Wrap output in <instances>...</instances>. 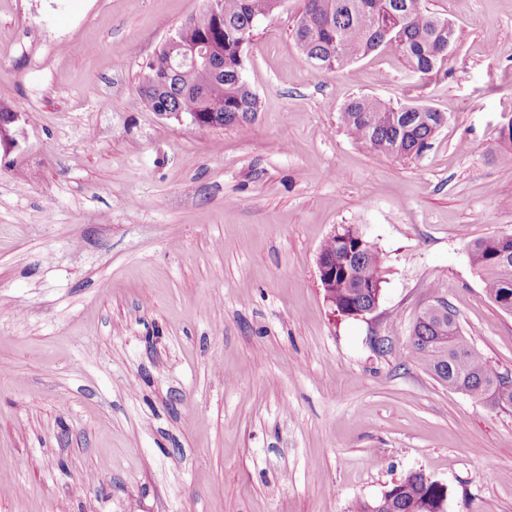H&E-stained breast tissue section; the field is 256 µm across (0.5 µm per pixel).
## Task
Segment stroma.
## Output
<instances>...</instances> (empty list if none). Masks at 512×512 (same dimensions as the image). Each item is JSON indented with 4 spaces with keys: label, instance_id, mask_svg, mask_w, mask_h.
<instances>
[{
    "label": "stroma",
    "instance_id": "stroma-1",
    "mask_svg": "<svg viewBox=\"0 0 512 512\" xmlns=\"http://www.w3.org/2000/svg\"><path fill=\"white\" fill-rule=\"evenodd\" d=\"M459 42L424 79L385 49L317 72L283 0L253 31L248 130L158 116L139 87L205 0H0V512H352L406 473L447 512H512V409L405 361L448 302L512 371V314L470 244L512 234V0H424ZM359 95L447 115L421 157L356 144ZM356 224L383 256L366 317L317 256Z\"/></svg>",
    "mask_w": 512,
    "mask_h": 512
}]
</instances>
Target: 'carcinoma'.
Wrapping results in <instances>:
<instances>
[{
	"label": "carcinoma",
	"instance_id": "cac0c4a2",
	"mask_svg": "<svg viewBox=\"0 0 512 512\" xmlns=\"http://www.w3.org/2000/svg\"><path fill=\"white\" fill-rule=\"evenodd\" d=\"M281 0H222L215 15L205 9L188 18L186 41L224 53V69L199 65L183 67L162 84L147 72L140 87L145 105L154 112H182L197 126H236L245 131L258 112L256 94L242 77L247 41L261 18L271 15ZM422 0H303L295 40L313 63L329 56L335 68L380 48H390L409 70L427 76L442 70L458 43L448 31V18L429 13ZM448 121L445 114L425 105L394 106L369 96L349 100L340 113L347 134L359 145L395 158L421 156L435 133ZM336 259V284L330 305L339 313L367 309L380 301L383 258L356 226H342L321 246ZM470 259L485 294L512 314V238L482 237L469 248ZM404 357L448 388L487 403L493 397L512 408V383L501 379L463 335L454 311L443 300L421 312L411 330ZM448 490L420 471H411L387 489L384 496L359 502L355 512H437Z\"/></svg>",
	"mask_w": 512,
	"mask_h": 512
}]
</instances>
